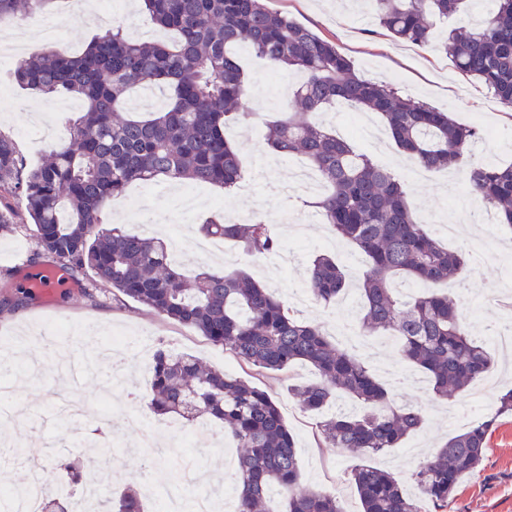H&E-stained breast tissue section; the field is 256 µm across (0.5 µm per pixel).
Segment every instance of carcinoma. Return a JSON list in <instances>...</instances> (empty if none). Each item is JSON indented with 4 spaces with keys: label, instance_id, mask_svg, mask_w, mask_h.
<instances>
[{
    "label": "carcinoma",
    "instance_id": "cac0c4a2",
    "mask_svg": "<svg viewBox=\"0 0 512 512\" xmlns=\"http://www.w3.org/2000/svg\"><path fill=\"white\" fill-rule=\"evenodd\" d=\"M51 0H0V24L22 8L41 11ZM379 26L394 39L417 46L431 41L435 23L457 14L464 0H369ZM152 20L173 34L169 42L130 39L122 25L72 55L46 50L17 62L14 81L41 94L72 96L82 105L67 146L50 162L29 171L12 138L0 133V232L34 224L44 252L69 270L89 275L90 286L112 289L159 316L188 326L259 372H282L296 363L312 366L319 380L289 391L307 412L320 413L336 393L365 406L358 415L334 414L317 423L319 442L346 448L355 462L347 471L363 512H421L427 501L445 512L458 482L482 460L489 429L512 413V390L495 414L478 419L419 459L416 494L403 491L367 459L399 447L422 425L420 412L392 403L364 361L337 347L320 325L291 314L275 291L244 271L202 270L174 265L164 242L105 227L103 211L132 182L178 178L232 190L242 161L225 133V117L245 107V75L234 54L246 45L276 69L304 76L287 117L266 125L267 144L300 155L314 168L325 192L312 201L336 237L368 259L358 283L359 333L394 336L407 362L430 378L433 393L449 399L482 379L492 360L470 337L458 300L438 289L463 269V253L443 248L408 203L400 177L356 152L317 120L340 103L380 115L398 147L427 171L456 167L478 136L450 113L404 97L390 84L366 80L336 45L264 0H143ZM438 49L465 80L478 82L512 108V0H496L479 23L453 28ZM162 90L163 108L146 119L128 116L131 95ZM471 197L512 229V165H472L466 172ZM203 238L238 244L247 256L278 251L273 225L261 219L228 222L215 214L197 227ZM402 278L435 285L406 302L391 284ZM348 275L322 255L309 274L308 290L332 302ZM148 408L188 422L217 421L242 449L233 480L237 512H271L268 499L282 498L281 512H343L335 496L301 483L296 443L274 398L251 381L203 367L189 354L158 350L153 359ZM101 512H145L139 494L105 497ZM41 512H70L46 487Z\"/></svg>",
    "mask_w": 512,
    "mask_h": 512
}]
</instances>
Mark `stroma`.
Instances as JSON below:
<instances>
[{
  "instance_id": "1",
  "label": "stroma",
  "mask_w": 512,
  "mask_h": 512,
  "mask_svg": "<svg viewBox=\"0 0 512 512\" xmlns=\"http://www.w3.org/2000/svg\"><path fill=\"white\" fill-rule=\"evenodd\" d=\"M266 5L335 42L362 77L393 83L403 94L452 113L461 123L479 125L484 134L471 145L467 160L498 166L512 164V110L503 107L491 93L464 81L445 54L433 46L419 47L377 33L367 0H266ZM44 17L57 24L52 46L70 54L81 52L116 21L121 22L128 36L141 41L165 37L144 8L118 6L113 0H97L90 11L85 9L84 0H54L44 12L33 15L37 21ZM236 53L247 78L248 99L254 106L253 114L238 117L227 128L247 170L243 186L228 195L209 184L136 183L128 188L117 209H106L105 224L118 223L135 234L147 231L169 243L195 236L198 224L217 211L256 214L276 220V231L292 257L290 266L281 267L279 254L248 257L227 242L220 259L209 261L192 251L183 252L181 267L190 273L206 266L228 271L242 268L289 301L297 291L305 289L307 272L323 253L336 255L349 278L359 280L367 266L366 257L353 245L337 239L322 217H315L313 223L298 230L286 222L287 216L304 211L305 197L287 192L293 176L292 162L268 156L264 131L266 122L283 117L286 101L280 91L295 89L298 74L286 71L279 77H270L267 66L252 49L241 46ZM14 66L11 59L0 62V90L8 94L7 103L0 105V133L14 139L26 166L32 168L48 161L52 149L68 143V122L79 116L80 103L58 96L46 101L19 87L10 80ZM401 156L391 141L379 161L405 182L410 206L421 220L429 221L430 232L438 233V220L447 219L458 210H468L470 233L456 241L445 239V246L468 256L478 246L490 253L482 267L466 264L455 283L454 292L463 301L464 321L473 338L484 342L495 335L512 333V231L486 222L468 193L463 170L436 171L430 180L422 181L402 164ZM180 191L197 194L203 202L185 221L177 218L176 194ZM52 262V257L38 246L30 227L0 236V346L26 343L31 359L45 366L41 378L22 374L10 378L14 397L6 416L0 417V433L9 432L11 442L34 447L37 459L47 463L74 450L70 428L54 414L57 396L70 392L73 384L59 380L52 366L53 356L45 338L47 324L67 320L108 331L118 338L147 332L152 337L151 349L129 345L119 350L117 357L97 358L96 377L82 384L87 405L97 406L100 395L106 392L111 393L117 405L111 416V430L117 435L111 465H103L92 449L84 448L79 451L82 470L99 474L115 495L127 490L143 491V473L153 472L156 496L146 501V512H159L166 494L189 481L211 491L214 512H225V498L236 495L230 479L237 463L236 448L227 443L187 448L178 458L167 450L175 441L172 428H164L161 447L148 450L125 447L118 436L125 412L143 407L150 388L154 352L164 348L194 355L205 365L246 378L268 391L297 440L304 483L335 495L345 512H362L361 502L346 476L353 462L351 453L319 445L315 438L317 415L302 411L288 392L290 380L315 381L311 367L297 364L286 373H260L242 366L228 351L213 345L196 330L165 321L124 296L108 291L92 297L85 295L88 277L80 272H66L65 285L54 299L27 293L29 280L39 277ZM359 303L358 294L350 288L338 303L314 300L309 306L295 308L294 313L334 332L335 343L346 349L352 337L359 334ZM489 352L494 360L493 389L483 397L468 389L441 401L426 391L429 378L421 369L404 361L393 344L380 346L377 356L369 360L370 367L392 389L398 405L421 410L424 423L399 448L373 458V465L388 470L406 491H413L412 474L423 455L465 430L472 421L492 415L501 392L512 387V361L497 347H490ZM115 361L123 367L125 386L121 389L113 388L107 376ZM447 512H512V415L497 418L487 436L481 466L459 482Z\"/></svg>"
}]
</instances>
